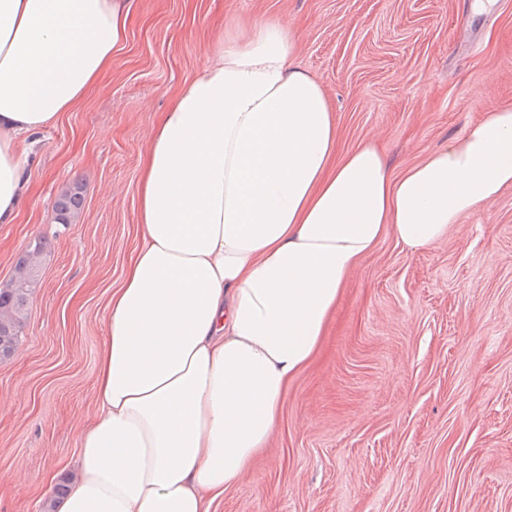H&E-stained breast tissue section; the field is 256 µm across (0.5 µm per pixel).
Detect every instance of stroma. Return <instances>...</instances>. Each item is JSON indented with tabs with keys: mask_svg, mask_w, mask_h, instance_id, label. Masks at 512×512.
Wrapping results in <instances>:
<instances>
[{
	"mask_svg": "<svg viewBox=\"0 0 512 512\" xmlns=\"http://www.w3.org/2000/svg\"><path fill=\"white\" fill-rule=\"evenodd\" d=\"M135 0L124 47L41 132L0 283L47 244L15 355L0 361V512H39L95 410L109 290L138 247L148 131L225 25L282 17L323 84L338 153L364 140L393 173L512 105V0ZM73 224L52 207L73 182ZM28 396L12 401L16 383ZM270 453L216 512H512V187L413 252L385 236L349 278L293 381Z\"/></svg>",
	"mask_w": 512,
	"mask_h": 512,
	"instance_id": "obj_1",
	"label": "stroma"
}]
</instances>
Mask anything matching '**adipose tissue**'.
Wrapping results in <instances>:
<instances>
[{
	"instance_id": "1",
	"label": "adipose tissue",
	"mask_w": 512,
	"mask_h": 512,
	"mask_svg": "<svg viewBox=\"0 0 512 512\" xmlns=\"http://www.w3.org/2000/svg\"><path fill=\"white\" fill-rule=\"evenodd\" d=\"M133 0H0V224L28 138L73 110ZM149 135L141 244L108 299L93 417L51 512H215L269 450L288 389L383 236L410 249L512 186V106L392 174L338 154L325 89L274 18L226 30Z\"/></svg>"
}]
</instances>
